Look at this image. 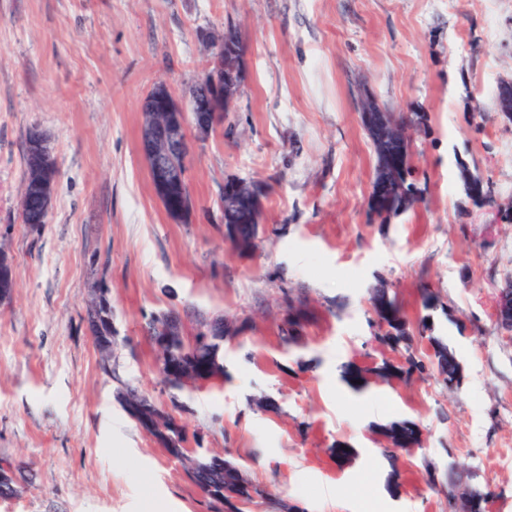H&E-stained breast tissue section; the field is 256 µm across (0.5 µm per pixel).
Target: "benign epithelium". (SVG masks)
Returning <instances> with one entry per match:
<instances>
[{
  "mask_svg": "<svg viewBox=\"0 0 512 512\" xmlns=\"http://www.w3.org/2000/svg\"><path fill=\"white\" fill-rule=\"evenodd\" d=\"M201 40L212 59L207 64L205 75L189 92L188 101L177 98L168 85L159 83L141 102V153L147 163L155 195L175 222L187 220L194 209L186 197L187 162L191 152L187 126H193L195 142L200 144L207 141L211 133L224 123L226 112L231 110L244 79L243 55L226 44L224 33L205 32L201 34ZM360 120L367 133H378L384 139L395 131L393 116L367 95L360 99ZM26 153L33 166L26 193L21 196V212L27 210L28 192L35 190L41 200V221L44 222L51 208L53 187L59 173L58 163L46 137L37 130L27 140ZM459 176L464 192L470 196V205L478 208L486 206L481 194V179L464 164L459 165ZM400 185L402 174L394 172L372 180L370 194L392 195ZM222 197L237 207L250 210L255 223L254 232H259L263 204L258 185L248 186L240 180L229 179L224 182ZM90 315L99 329L94 340L112 341L110 289L101 284L94 289ZM494 317L502 330L512 331V289L499 290ZM185 335L184 324L173 321L162 335L152 337L151 344L156 352L168 353L180 346ZM219 335L231 341L237 331L232 324L224 322L222 315L205 317L193 333V350L198 353L211 352V338ZM115 399L134 417L142 430H163V421L149 399L133 402L124 390L115 392Z\"/></svg>",
  "mask_w": 512,
  "mask_h": 512,
  "instance_id": "7a95c632",
  "label": "benign epithelium"
}]
</instances>
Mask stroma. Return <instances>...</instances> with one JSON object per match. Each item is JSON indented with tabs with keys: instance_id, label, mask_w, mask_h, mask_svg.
Masks as SVG:
<instances>
[{
	"instance_id": "obj_1",
	"label": "stroma",
	"mask_w": 512,
	"mask_h": 512,
	"mask_svg": "<svg viewBox=\"0 0 512 512\" xmlns=\"http://www.w3.org/2000/svg\"><path fill=\"white\" fill-rule=\"evenodd\" d=\"M230 25L245 78L223 127L190 155L195 211L178 223L140 153V103L160 82L187 98L207 63L198 32ZM507 79L512 0H0V248L15 278L0 302V461L23 488L0 512H209L98 365L83 316L101 281L124 376L270 492L250 512H448L455 488L512 512V333L493 315L512 280V223L495 216L512 204V121L495 105ZM363 90L423 117L412 142L423 201L385 224L367 209ZM33 127L59 165L38 230L20 216ZM462 162L492 206L460 214ZM230 178L264 190L246 257L219 221ZM380 277L456 352L457 387L433 371L361 391L344 383L350 360H403L373 338ZM424 286L439 298L430 312ZM289 293L310 309L290 348ZM160 312L190 332L201 314L237 326L223 382L171 394L146 333ZM261 395L275 407L256 408ZM401 420L422 442L387 456L374 431ZM338 442L355 458L333 456Z\"/></svg>"
}]
</instances>
